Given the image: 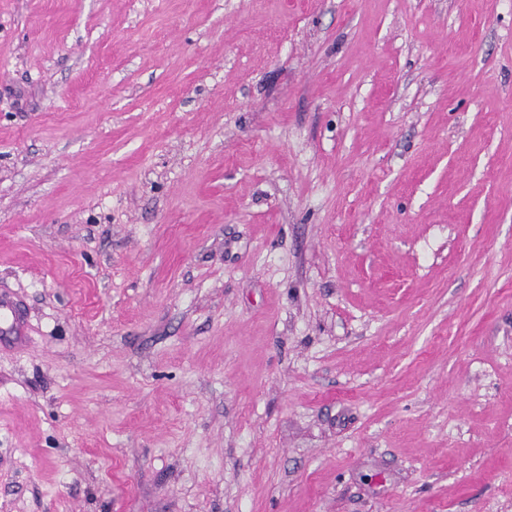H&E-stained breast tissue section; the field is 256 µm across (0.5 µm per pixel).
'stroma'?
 <instances>
[{
  "label": "stroma",
  "mask_w": 512,
  "mask_h": 512,
  "mask_svg": "<svg viewBox=\"0 0 512 512\" xmlns=\"http://www.w3.org/2000/svg\"><path fill=\"white\" fill-rule=\"evenodd\" d=\"M0 512H512V0H0Z\"/></svg>",
  "instance_id": "1"
}]
</instances>
